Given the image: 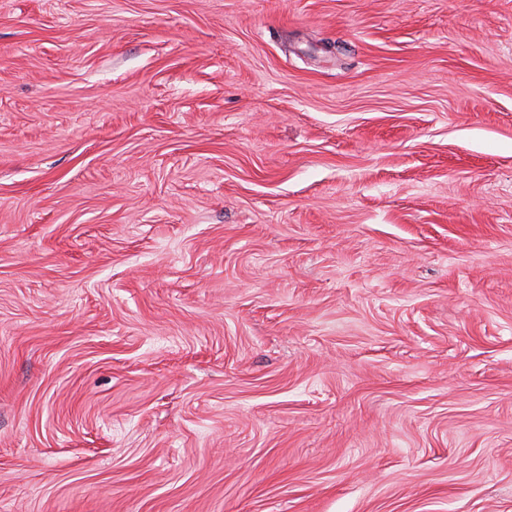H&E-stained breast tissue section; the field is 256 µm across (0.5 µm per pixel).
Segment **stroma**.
I'll use <instances>...</instances> for the list:
<instances>
[{
  "mask_svg": "<svg viewBox=\"0 0 512 512\" xmlns=\"http://www.w3.org/2000/svg\"><path fill=\"white\" fill-rule=\"evenodd\" d=\"M0 512H512V0H0Z\"/></svg>",
  "mask_w": 512,
  "mask_h": 512,
  "instance_id": "1",
  "label": "stroma"
}]
</instances>
